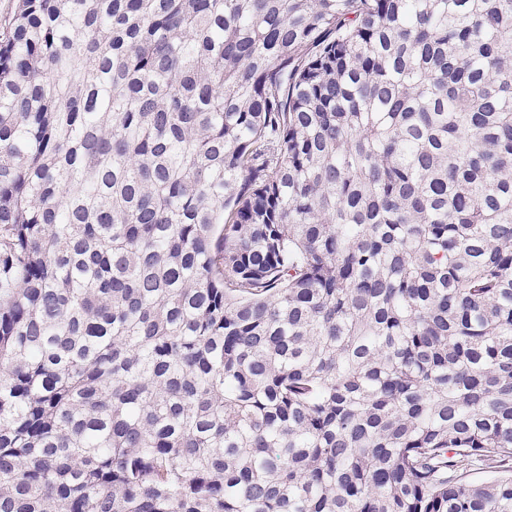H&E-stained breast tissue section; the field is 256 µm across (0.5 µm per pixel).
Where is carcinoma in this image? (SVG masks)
I'll list each match as a JSON object with an SVG mask.
<instances>
[{"instance_id": "1", "label": "carcinoma", "mask_w": 512, "mask_h": 512, "mask_svg": "<svg viewBox=\"0 0 512 512\" xmlns=\"http://www.w3.org/2000/svg\"><path fill=\"white\" fill-rule=\"evenodd\" d=\"M0 512H512V0H19Z\"/></svg>"}]
</instances>
